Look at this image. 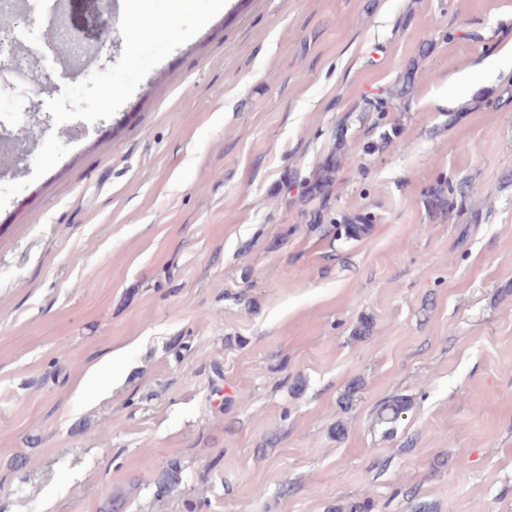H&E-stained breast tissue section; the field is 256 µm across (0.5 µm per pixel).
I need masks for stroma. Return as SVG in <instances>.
<instances>
[{
	"mask_svg": "<svg viewBox=\"0 0 512 512\" xmlns=\"http://www.w3.org/2000/svg\"><path fill=\"white\" fill-rule=\"evenodd\" d=\"M27 2L51 83L0 72L8 127L84 78ZM511 38L512 0H228L36 181L32 144L0 177V512H512V76L474 68ZM345 134L344 129L336 131V152L317 168L312 179L309 181L307 186L311 195L323 194L325 188H328L332 183L334 174L338 169L337 150H340L345 145ZM455 191L447 180H441L428 193L427 204L432 209H448V206L456 203ZM332 232L335 233L337 240L345 241L358 240L365 235L370 227V217L366 215H357L353 217H343V220L330 224ZM410 406L411 402L407 398L392 397L379 407L377 411L378 421L387 426L392 425Z\"/></svg>",
	"mask_w": 512,
	"mask_h": 512,
	"instance_id": "obj_1",
	"label": "stroma"
}]
</instances>
